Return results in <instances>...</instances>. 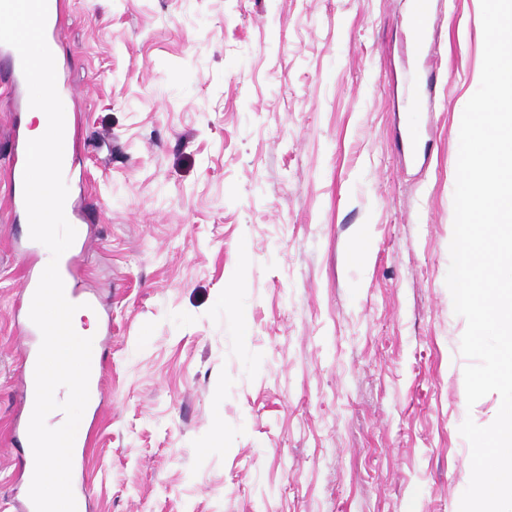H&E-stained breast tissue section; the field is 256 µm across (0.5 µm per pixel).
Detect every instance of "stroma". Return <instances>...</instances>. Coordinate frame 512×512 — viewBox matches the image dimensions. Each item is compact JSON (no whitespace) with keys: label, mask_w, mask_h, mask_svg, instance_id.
<instances>
[{"label":"stroma","mask_w":512,"mask_h":512,"mask_svg":"<svg viewBox=\"0 0 512 512\" xmlns=\"http://www.w3.org/2000/svg\"><path fill=\"white\" fill-rule=\"evenodd\" d=\"M409 0H66L84 279L104 402L85 411L89 512H455L470 477L466 328L446 285L481 0H438L430 101L400 77ZM0 81V512L29 490L25 222L9 211ZM431 115L425 163L399 135ZM223 447H213L216 431Z\"/></svg>","instance_id":"35a3bbf8"}]
</instances>
